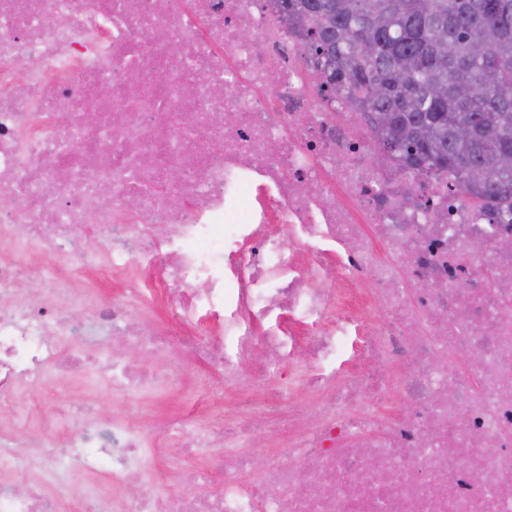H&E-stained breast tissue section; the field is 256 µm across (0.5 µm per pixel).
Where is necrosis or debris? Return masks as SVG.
Segmentation results:
<instances>
[{"mask_svg":"<svg viewBox=\"0 0 512 512\" xmlns=\"http://www.w3.org/2000/svg\"><path fill=\"white\" fill-rule=\"evenodd\" d=\"M321 82L273 0H0V408L78 375L158 394L187 353L229 397L197 423L14 414L0 512H512V224L407 177ZM57 254L124 293L46 267L36 304ZM158 431L209 466L124 493ZM84 284L99 291L100 298L104 303H110L123 292L125 288L123 280L110 278L106 272H101L95 278H85Z\"/></svg>","mask_w":512,"mask_h":512,"instance_id":"necrosis-or-debris-1","label":"necrosis or debris"}]
</instances>
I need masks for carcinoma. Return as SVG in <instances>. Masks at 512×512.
Here are the masks:
<instances>
[{
  "instance_id": "cac0c4a2",
  "label": "carcinoma",
  "mask_w": 512,
  "mask_h": 512,
  "mask_svg": "<svg viewBox=\"0 0 512 512\" xmlns=\"http://www.w3.org/2000/svg\"><path fill=\"white\" fill-rule=\"evenodd\" d=\"M331 89L409 175L433 170L512 220V0H277ZM475 136L461 140L456 127Z\"/></svg>"
}]
</instances>
